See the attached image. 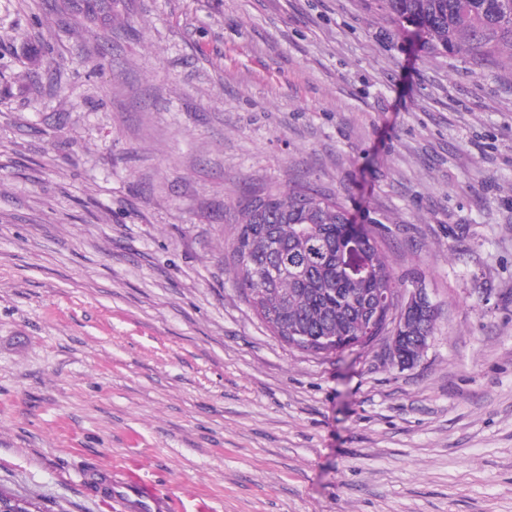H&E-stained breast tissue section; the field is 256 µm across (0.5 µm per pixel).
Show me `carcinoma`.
Masks as SVG:
<instances>
[{
  "label": "carcinoma",
  "mask_w": 512,
  "mask_h": 512,
  "mask_svg": "<svg viewBox=\"0 0 512 512\" xmlns=\"http://www.w3.org/2000/svg\"><path fill=\"white\" fill-rule=\"evenodd\" d=\"M386 18L429 52L459 55L477 67L512 71V0H378ZM114 0H56L57 9L87 17L112 15ZM231 244L235 284L273 334L334 336L339 344L367 333L370 304L383 288L403 283L386 263L381 238L353 223L345 206L307 187L248 190ZM303 268L258 283L274 258ZM435 323L405 316L399 350L415 362ZM0 512H41L34 499L0 487Z\"/></svg>",
  "instance_id": "obj_1"
}]
</instances>
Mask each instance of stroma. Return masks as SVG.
<instances>
[{
  "label": "stroma",
  "mask_w": 512,
  "mask_h": 512,
  "mask_svg": "<svg viewBox=\"0 0 512 512\" xmlns=\"http://www.w3.org/2000/svg\"><path fill=\"white\" fill-rule=\"evenodd\" d=\"M299 186L376 225L434 333L313 355L231 273L232 206ZM512 512V72L372 0H0V486L123 512ZM60 12L74 15L82 14L87 17H108L112 15L114 0H56ZM419 308L424 309L430 316H435L438 311L428 289L422 285H416L412 288L404 303L403 311L407 314ZM100 474V475H99ZM98 475L102 480V487L107 491L112 489V497L118 501L124 509H135L140 512H172L173 501L161 495L151 483L142 481L136 474L128 472L115 484H112L104 472Z\"/></svg>",
  "instance_id": "35a3bbf8"
}]
</instances>
